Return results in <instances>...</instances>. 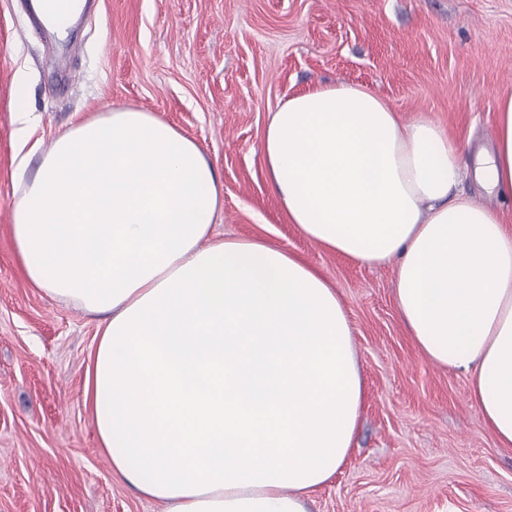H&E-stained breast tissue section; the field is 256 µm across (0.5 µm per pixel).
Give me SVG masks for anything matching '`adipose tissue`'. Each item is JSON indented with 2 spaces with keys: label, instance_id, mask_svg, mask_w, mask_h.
<instances>
[{
  "label": "adipose tissue",
  "instance_id": "obj_1",
  "mask_svg": "<svg viewBox=\"0 0 512 512\" xmlns=\"http://www.w3.org/2000/svg\"><path fill=\"white\" fill-rule=\"evenodd\" d=\"M463 147L347 82L288 98L261 144L289 223L323 249L395 263L420 351L466 373L512 447V226L454 194ZM474 177L512 202V95ZM224 185L153 112L72 124L13 210L14 250L46 296L99 315L85 396L111 471L166 512H307L346 460L364 401L345 310L301 257L219 239Z\"/></svg>",
  "mask_w": 512,
  "mask_h": 512
}]
</instances>
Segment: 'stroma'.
Listing matches in <instances>:
<instances>
[{"label":"stroma","mask_w":512,"mask_h":512,"mask_svg":"<svg viewBox=\"0 0 512 512\" xmlns=\"http://www.w3.org/2000/svg\"><path fill=\"white\" fill-rule=\"evenodd\" d=\"M28 2L0 0V512L162 509L116 478L99 448L84 401L97 317L33 288L10 237L18 165L34 175L61 131L126 106L205 151L224 183L218 237L301 255L346 311L365 400L346 462L308 512H512V447L486 428L466 375L416 347L393 266L327 252L289 224L261 154L288 97L348 81L404 118L437 121L473 166L512 93V0H89L62 33L31 32Z\"/></svg>","instance_id":"35a3bbf8"}]
</instances>
